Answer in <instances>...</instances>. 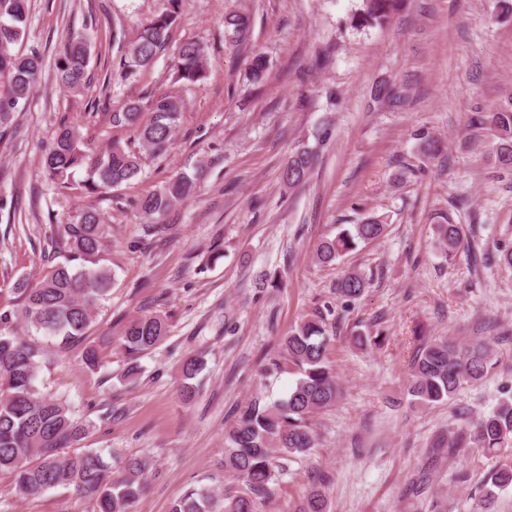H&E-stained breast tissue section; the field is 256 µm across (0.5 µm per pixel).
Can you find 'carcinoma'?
Here are the masks:
<instances>
[{
  "label": "carcinoma",
  "mask_w": 512,
  "mask_h": 512,
  "mask_svg": "<svg viewBox=\"0 0 512 512\" xmlns=\"http://www.w3.org/2000/svg\"><path fill=\"white\" fill-rule=\"evenodd\" d=\"M400 0H360L351 23L355 28L387 23ZM185 7V0H167L166 9L142 26L136 39L125 45L121 73L126 78L154 65L168 49L173 26ZM29 18L28 0H0V138L14 131V113L26 106L44 64L37 49L17 48L25 37ZM225 28L238 43L247 40L250 18L231 12ZM92 43L84 33H71L61 43L55 62L59 85L78 92L90 84ZM175 77L186 84L206 78L208 48L197 41L183 42L176 50ZM267 62L253 54L249 74L261 82ZM184 101L161 95L152 99L151 118L140 122L141 106L129 100L113 109L114 127H133L140 152L114 144L93 151L84 142L79 126L68 125L56 135L43 158L49 180L70 187L78 173L84 174L79 186L89 194L118 189L135 180L141 172V154L167 150L178 125ZM481 123L489 126L497 139L495 162L512 169V92L488 107ZM315 152L306 145L297 148L282 171V180L296 186L314 165ZM197 179L177 175L154 193L139 197L134 205L144 221V231L166 228L168 214L190 200ZM105 214L95 207L84 209L76 224L62 226L70 256L34 282L20 279L14 290L23 298L20 309L0 314V474L12 478L17 493L35 498L54 487H72L94 503V512H133L145 489L144 475L151 461L141 457L124 459L120 469L92 450L66 453L90 432L91 424L72 418L62 399L42 392L36 381L42 365L41 347L12 331L22 323L27 328L60 339L67 346L79 343L91 326L94 311L112 289L111 273L103 268H81L71 262L86 260L99 253L105 234ZM385 217L371 213L359 223L342 228L332 239L321 241L316 259L334 264L384 235ZM436 248L454 260L468 240L465 226L448 219L433 228ZM367 280L359 270L347 272L338 282L337 294L349 302L359 298ZM166 334L159 315H141L126 326L120 345L130 365L126 376L138 373L135 359L156 346ZM333 336L324 318L312 316L288 331L280 343L282 359H271L273 369L286 360L298 370L299 378L284 401L267 403L261 396L241 407L235 423L224 434V469L234 473L242 484L224 491L222 512H258V506L271 494V484L283 470L281 460L304 454L314 447L312 418L335 406L340 385L329 365ZM497 361L490 343L484 339L469 342L436 336L420 345L411 359L408 394L419 406H432L452 399L462 388L488 379ZM205 367V354L196 352L181 364V396L190 403L198 392L195 380ZM467 449L493 462L483 478V494L477 512H496L499 496L512 489V391L488 412L461 421L448 437V459ZM215 496L207 488H189L176 498L169 512H213ZM293 512H328V503L317 489L307 494Z\"/></svg>",
  "instance_id": "carcinoma-1"
}]
</instances>
